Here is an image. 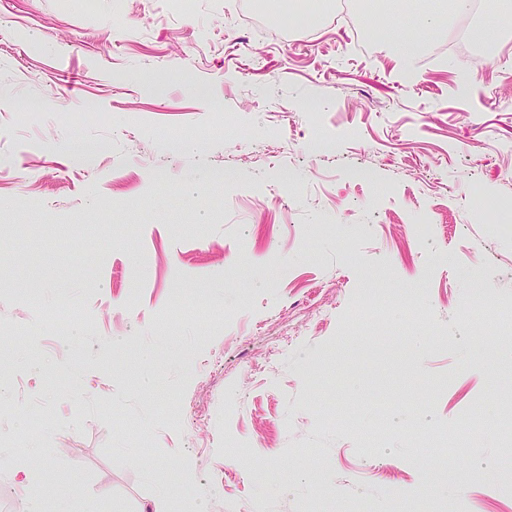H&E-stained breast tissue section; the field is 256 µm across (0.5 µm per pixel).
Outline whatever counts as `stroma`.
<instances>
[{
	"label": "stroma",
	"instance_id": "stroma-1",
	"mask_svg": "<svg viewBox=\"0 0 512 512\" xmlns=\"http://www.w3.org/2000/svg\"><path fill=\"white\" fill-rule=\"evenodd\" d=\"M244 9L0 0V496L512 512V38L407 80L363 14Z\"/></svg>",
	"mask_w": 512,
	"mask_h": 512
}]
</instances>
